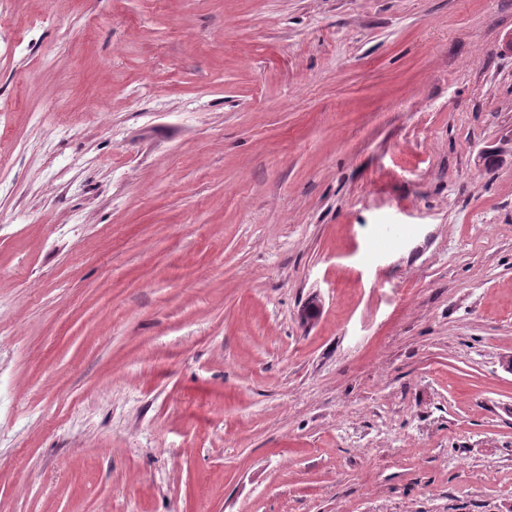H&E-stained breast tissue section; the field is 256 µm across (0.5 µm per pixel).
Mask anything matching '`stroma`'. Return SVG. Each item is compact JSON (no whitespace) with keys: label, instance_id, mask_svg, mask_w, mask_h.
<instances>
[{"label":"stroma","instance_id":"35a3bbf8","mask_svg":"<svg viewBox=\"0 0 512 512\" xmlns=\"http://www.w3.org/2000/svg\"><path fill=\"white\" fill-rule=\"evenodd\" d=\"M511 34L0 0V512H512Z\"/></svg>","mask_w":512,"mask_h":512}]
</instances>
